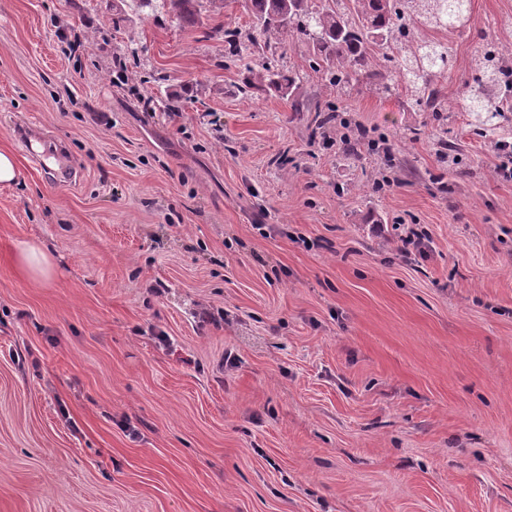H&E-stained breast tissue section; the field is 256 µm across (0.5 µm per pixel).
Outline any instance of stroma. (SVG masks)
Instances as JSON below:
<instances>
[{"mask_svg":"<svg viewBox=\"0 0 512 512\" xmlns=\"http://www.w3.org/2000/svg\"><path fill=\"white\" fill-rule=\"evenodd\" d=\"M193 8L0 0V512H512V119L462 109L512 0H472L438 116ZM266 65L292 95L244 92ZM15 266L36 281H46L52 273V262L49 256L36 245L20 248L15 257Z\"/></svg>","mask_w":512,"mask_h":512,"instance_id":"obj_1","label":"stroma"}]
</instances>
